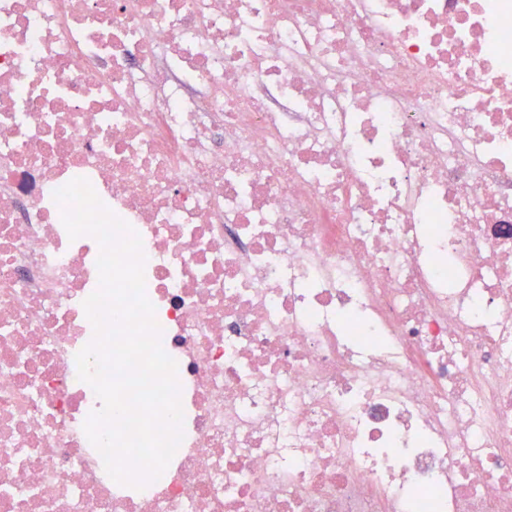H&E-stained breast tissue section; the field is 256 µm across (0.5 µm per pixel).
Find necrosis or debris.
<instances>
[{
  "label": "necrosis or debris",
  "instance_id": "necrosis-or-debris-1",
  "mask_svg": "<svg viewBox=\"0 0 512 512\" xmlns=\"http://www.w3.org/2000/svg\"><path fill=\"white\" fill-rule=\"evenodd\" d=\"M78 177L177 363L141 490ZM0 512H512V0H0Z\"/></svg>",
  "mask_w": 512,
  "mask_h": 512
}]
</instances>
